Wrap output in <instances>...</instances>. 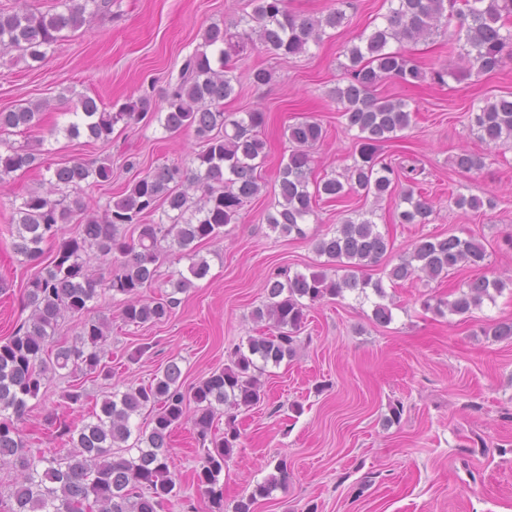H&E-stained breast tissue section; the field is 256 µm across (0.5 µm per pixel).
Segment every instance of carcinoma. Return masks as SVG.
<instances>
[{"mask_svg": "<svg viewBox=\"0 0 512 512\" xmlns=\"http://www.w3.org/2000/svg\"><path fill=\"white\" fill-rule=\"evenodd\" d=\"M459 1L460 8L456 7ZM97 2L60 0L65 10L54 13L0 7V50L16 48L40 62L59 33L87 22V5ZM390 2L384 22L347 49L346 81L331 91L346 128L360 132L358 160L344 179L312 180L311 150L323 139L318 122L299 121L286 129L291 149L277 174L280 200L264 214L265 222L281 234L306 236L303 225L319 201L343 202L351 194H371L378 200L397 193L408 204L397 215L399 223H429L432 205L415 193V178H408L410 186L400 187L401 167L382 156L383 145L409 128L412 112L405 102L379 99L371 90L385 80L415 86L429 78L444 85L446 77L456 76V68L427 75L409 57L390 50V41H417L442 25L449 29L448 43L458 46L457 59L467 72L477 75L498 70L512 55V0ZM253 4L252 13L235 22L238 31L232 33L218 24L203 30L202 49L186 57L177 80L163 90L166 109L156 108L150 97L139 95L108 111L95 98L81 95L70 110L77 117L65 128L70 137L85 131L89 138L104 142L111 139L116 125L129 127L147 118L158 121L169 133L191 130L203 144L192 159L195 167L172 163L148 169L126 186L101 217L80 198L67 204L52 195L62 188L78 191L90 178L97 183L111 181V162L95 167L82 162L57 166L49 175L50 191L28 194L11 215L16 229L13 247L33 265L34 273L23 298V308L30 309V315L14 336L0 341V465L19 471L10 495L13 504L5 512H161L180 493V484L169 469L168 439L173 428L188 417L204 446L196 471L198 485L220 502L219 477L240 439L235 410L261 401L259 374L268 364L277 366L295 356L306 310L327 297H341L346 291L364 294L370 287L380 298L372 320L380 325L392 320L391 307L383 303L382 281L373 282L361 271L380 262L393 245L372 219L358 213L344 219L334 234L315 238L316 252L345 274L333 279L324 270L291 275L279 269L267 276V303L254 316L267 322L268 333L250 337L247 349L237 348L229 365L185 391L182 370L172 359L147 385L113 387L81 428L59 423V435L70 443L66 454L46 456L25 448L17 422L24 417L29 400L38 398L58 371L69 368L73 374L112 377V367L104 362L107 322L81 321L75 342L51 354L52 336L60 320L66 315L82 317L90 302L112 292L126 296L127 304L121 310L124 322L138 326L164 322L177 303L175 294L195 287V281L209 273L206 259L196 258V245L223 237L224 226L237 220L244 203L260 193L267 144L259 129L265 124V113L224 109V100L234 91L230 76L234 58L256 40L269 54H302L309 44L320 43L326 29L344 24L352 0H336V7L316 19L294 14L288 0H253ZM46 107L40 102L1 110L0 131L31 128ZM471 128L488 145L512 139V97L487 100L477 107ZM35 160L31 149L0 154V182L28 169ZM191 189L199 196L192 197ZM455 205L477 212L493 207L494 201L459 193ZM160 209L167 222H142ZM72 223L78 224L77 234L64 236L63 225ZM123 224L137 225V238L120 235ZM49 241L56 242V251L44 266L43 244ZM163 241L170 253L195 261L188 267L189 275H170L166 284L172 291L166 298L147 300L143 292L157 280ZM92 248L108 265V274L93 272L87 265L83 255ZM485 257L483 245L472 237H424L399 257L387 278L392 283L413 277L435 280L452 270L479 267ZM504 288L500 279L478 276L463 282L453 300L438 299L433 305L426 299L423 306L438 313L445 306L451 314L464 315ZM483 333L496 340H512V321L489 323ZM147 408L154 416L151 429L145 431L133 419ZM220 412L225 421L224 432L218 436L213 426ZM274 469L276 474L257 484L249 497L235 504L233 512H251L257 499L288 482L285 460H279Z\"/></svg>", "mask_w": 512, "mask_h": 512, "instance_id": "1", "label": "carcinoma"}]
</instances>
